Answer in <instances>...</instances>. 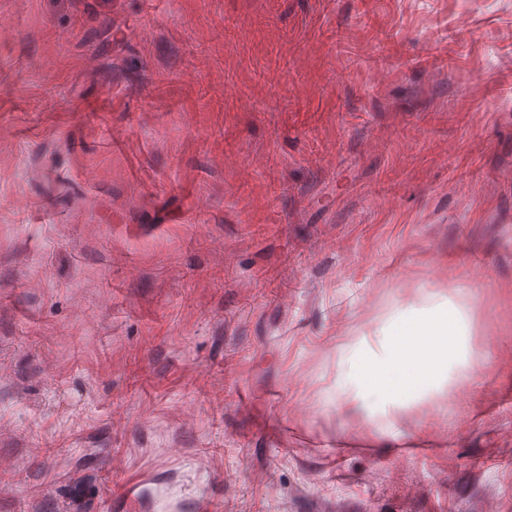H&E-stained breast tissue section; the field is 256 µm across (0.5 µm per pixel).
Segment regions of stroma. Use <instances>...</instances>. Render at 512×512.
Wrapping results in <instances>:
<instances>
[{"instance_id": "stroma-1", "label": "stroma", "mask_w": 512, "mask_h": 512, "mask_svg": "<svg viewBox=\"0 0 512 512\" xmlns=\"http://www.w3.org/2000/svg\"><path fill=\"white\" fill-rule=\"evenodd\" d=\"M0 16V512L132 479L175 512H512V0ZM461 294L476 372L402 420L346 403L344 337Z\"/></svg>"}]
</instances>
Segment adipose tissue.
I'll return each mask as SVG.
<instances>
[{
	"label": "adipose tissue",
	"mask_w": 512,
	"mask_h": 512,
	"mask_svg": "<svg viewBox=\"0 0 512 512\" xmlns=\"http://www.w3.org/2000/svg\"><path fill=\"white\" fill-rule=\"evenodd\" d=\"M477 309L470 298L432 312L394 315L387 349L348 360L345 382L360 401L373 405L419 395L443 397L449 374L459 366L474 365L465 348Z\"/></svg>",
	"instance_id": "adipose-tissue-1"
}]
</instances>
